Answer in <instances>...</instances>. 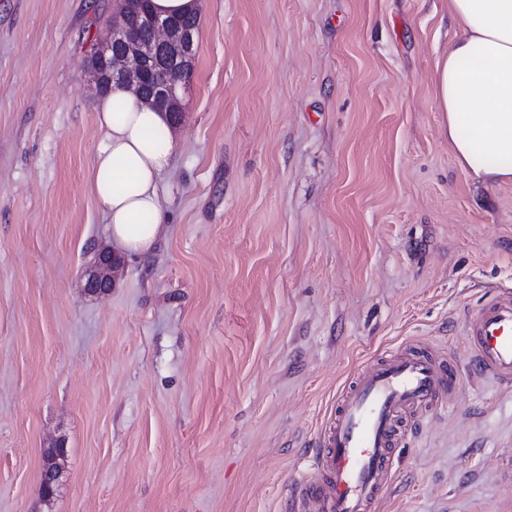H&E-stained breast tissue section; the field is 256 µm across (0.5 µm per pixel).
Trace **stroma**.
<instances>
[{"mask_svg":"<svg viewBox=\"0 0 512 512\" xmlns=\"http://www.w3.org/2000/svg\"><path fill=\"white\" fill-rule=\"evenodd\" d=\"M200 4L163 237L90 296L87 65L116 4L0 0V512H290L342 391L406 348L457 383L402 424L374 512H507L512 391L463 319L512 286V182L448 147V0Z\"/></svg>","mask_w":512,"mask_h":512,"instance_id":"35a3bbf8","label":"stroma"}]
</instances>
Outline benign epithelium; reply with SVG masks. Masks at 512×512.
Here are the masks:
<instances>
[{"label": "benign epithelium", "instance_id": "7a95c632", "mask_svg": "<svg viewBox=\"0 0 512 512\" xmlns=\"http://www.w3.org/2000/svg\"><path fill=\"white\" fill-rule=\"evenodd\" d=\"M145 0H118V15L107 37L98 41V64L88 66V76L96 93L119 87L141 98L152 107L175 117L182 115L180 91L190 81L178 78L152 79L174 70L179 61H195V29L182 28L172 19L142 11L136 3ZM120 261L109 251H100L86 273L84 290L92 295L112 288ZM57 471L46 466L41 472L39 491L51 498L56 490Z\"/></svg>", "mask_w": 512, "mask_h": 512}]
</instances>
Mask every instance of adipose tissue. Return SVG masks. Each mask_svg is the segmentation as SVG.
Listing matches in <instances>:
<instances>
[{
    "label": "adipose tissue",
    "instance_id": "ef3b65f1",
    "mask_svg": "<svg viewBox=\"0 0 512 512\" xmlns=\"http://www.w3.org/2000/svg\"><path fill=\"white\" fill-rule=\"evenodd\" d=\"M461 34L435 68V100L459 166L484 182H512V0H448ZM104 133L89 187L116 251L142 255L158 244L165 214L157 181L174 156L171 122L136 95L100 96ZM150 223H141L142 215Z\"/></svg>",
    "mask_w": 512,
    "mask_h": 512
}]
</instances>
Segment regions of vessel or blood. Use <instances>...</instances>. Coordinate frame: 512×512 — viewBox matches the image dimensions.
<instances>
[{"label":"vessel or blood","instance_id":"1","mask_svg":"<svg viewBox=\"0 0 512 512\" xmlns=\"http://www.w3.org/2000/svg\"><path fill=\"white\" fill-rule=\"evenodd\" d=\"M476 368L512 385V289L492 286L464 324ZM456 385L449 362L406 350L360 372L321 430L314 475L292 491L293 512H372L391 480L400 421L443 403Z\"/></svg>","mask_w":512,"mask_h":512}]
</instances>
